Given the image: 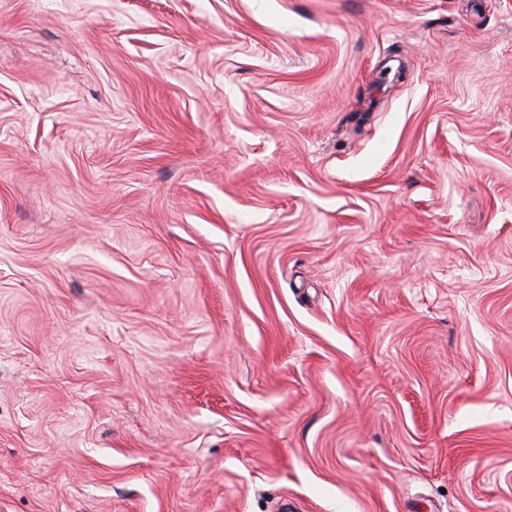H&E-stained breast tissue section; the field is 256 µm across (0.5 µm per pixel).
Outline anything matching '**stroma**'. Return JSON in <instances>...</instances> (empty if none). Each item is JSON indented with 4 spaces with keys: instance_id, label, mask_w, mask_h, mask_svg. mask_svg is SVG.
<instances>
[{
    "instance_id": "obj_1",
    "label": "stroma",
    "mask_w": 512,
    "mask_h": 512,
    "mask_svg": "<svg viewBox=\"0 0 512 512\" xmlns=\"http://www.w3.org/2000/svg\"><path fill=\"white\" fill-rule=\"evenodd\" d=\"M0 512H512V0H0Z\"/></svg>"
}]
</instances>
